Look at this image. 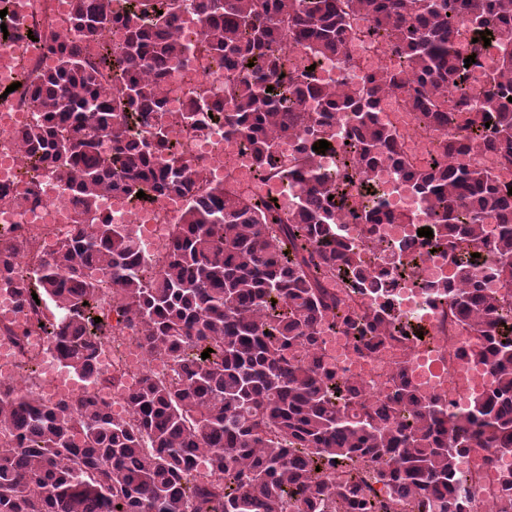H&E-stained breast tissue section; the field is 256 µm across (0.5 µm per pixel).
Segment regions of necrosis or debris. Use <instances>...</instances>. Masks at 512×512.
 I'll return each mask as SVG.
<instances>
[{
    "label": "necrosis or debris",
    "mask_w": 512,
    "mask_h": 512,
    "mask_svg": "<svg viewBox=\"0 0 512 512\" xmlns=\"http://www.w3.org/2000/svg\"><path fill=\"white\" fill-rule=\"evenodd\" d=\"M181 29L192 53L187 62L177 66L165 81L164 97L169 111H180L185 99L206 95L214 99L224 87L222 74L206 70L201 57V25L192 15H184ZM386 54L383 48L358 46L348 69H341L335 57L320 59L312 73L315 80L334 86L356 87L369 70L379 68ZM14 71L0 67V185L14 189L24 188L30 166L20 154L14 135L35 121L36 115L18 98L6 95L9 82L15 81ZM171 142L208 180L223 182L225 187L250 195H276L281 209H288L294 195L293 188L279 180L259 181L253 176L254 164L241 145L239 136L224 130L223 122L212 123L202 131L194 132L183 125L168 128ZM375 183L390 210L411 215L408 224H385L383 237L420 249L419 229L427 222V215L418 197L398 178L391 167L383 166L370 172L366 180H353L347 190L353 198H360L364 181ZM37 185L41 203L35 209H22L0 201V228H13L20 236L34 235L38 249L47 255L63 242L73 224L74 209L63 182L55 175L39 171ZM182 207L176 198L158 196L149 202H134L119 193L102 197L97 206L100 214L116 224H132L140 231L144 258L151 266H159L169 250L173 223ZM451 266L447 256L433 253L423 255L419 272L413 277L398 278L388 302L403 319L417 325H428L429 333L420 345L401 351L395 348L378 351L371 358L359 356L348 336L336 334L325 337L324 353L338 369L361 375L369 384L371 393L385 391L394 364L403 360L414 385L423 393L442 396L448 404L465 408L472 393L490 389L494 377L490 370L475 361L461 357L459 351L467 342L464 334L448 331L441 323L436 299L423 291V284L447 279ZM105 319L112 333L98 345L96 373L81 378L63 366L43 336L31 334L24 345L0 336V381L17 378L18 367L25 359L35 362L38 392L45 404L64 397L86 392L104 396L116 414H124L126 406L122 394L135 386L143 371L157 377L168 374L164 360H145L132 330L127 326L116 305L103 306ZM487 449L480 448L461 456L458 467L467 477L466 491L482 505H493L499 492L498 474L512 469V455L499 458L496 466H484L482 459Z\"/></svg>",
    "instance_id": "obj_1"
}]
</instances>
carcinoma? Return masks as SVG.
<instances>
[{"instance_id": "1", "label": "carcinoma", "mask_w": 512, "mask_h": 512, "mask_svg": "<svg viewBox=\"0 0 512 512\" xmlns=\"http://www.w3.org/2000/svg\"><path fill=\"white\" fill-rule=\"evenodd\" d=\"M184 11L202 26L208 65L224 72V127L259 174L297 184L292 209L205 183L170 148L168 119L202 130L221 110L197 97L173 113L161 95L185 60ZM356 14L372 22L364 33ZM69 15L64 39L31 28L55 65L26 78L22 100L40 116L19 139L33 167L65 182L76 224L29 271L15 259L30 241L0 234V287L36 313L52 301L57 315L20 335L0 331L17 344L42 334L67 369L90 376L106 331L96 317L113 298L146 358L167 360L170 375H143L123 396L124 418L94 394L46 405L33 387L0 383V512H468L475 500L456 492L466 480L457 457L473 448L512 454V299L483 285L490 273L512 290V187L448 156L487 151L512 166V0H126L120 13L111 0H70ZM109 28L120 40L87 60L82 41ZM460 28L478 42L461 47ZM486 30L498 67L490 84L475 86L469 75L481 67ZM362 36L392 55L355 90L286 70L291 48L311 65L326 54L349 63ZM390 88L407 89L417 127L439 133L423 166L406 158L383 115ZM339 119L350 138L336 184L312 146L333 142ZM293 140V166L283 170L279 149ZM382 165L421 197L433 231L422 246L452 265L428 290L495 375L493 391L470 396L462 415L414 388L399 366L373 398L322 352L328 333L348 336L366 358L419 341L421 329L391 306L365 302L413 269L416 255L380 235V225L409 217L384 210L369 187L371 205L356 215L364 240L346 241L336 228L339 212L357 209L343 183ZM108 191L184 200L158 271L132 228L97 214ZM10 196L22 208L40 203L34 184L0 187V199ZM198 460L208 472L192 476ZM500 480L492 512H512V470ZM374 484L386 498L370 495Z\"/></svg>"}]
</instances>
